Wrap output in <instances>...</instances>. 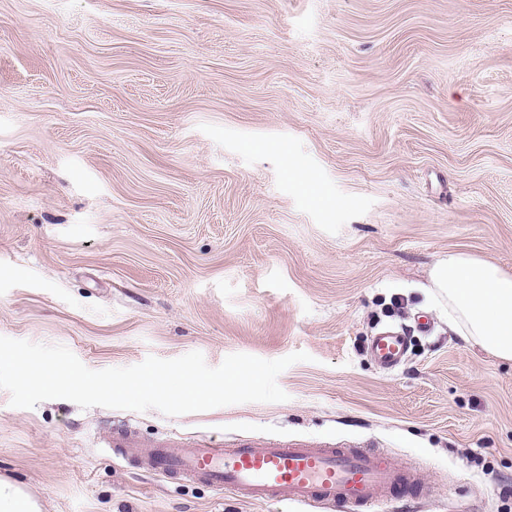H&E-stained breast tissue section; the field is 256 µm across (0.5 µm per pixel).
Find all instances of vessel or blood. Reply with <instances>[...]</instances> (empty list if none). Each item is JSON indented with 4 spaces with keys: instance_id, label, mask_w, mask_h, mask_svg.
I'll list each match as a JSON object with an SVG mask.
<instances>
[{
    "instance_id": "obj_1",
    "label": "vessel or blood",
    "mask_w": 512,
    "mask_h": 512,
    "mask_svg": "<svg viewBox=\"0 0 512 512\" xmlns=\"http://www.w3.org/2000/svg\"><path fill=\"white\" fill-rule=\"evenodd\" d=\"M366 351L380 370L390 372L405 361L409 338L386 326L371 336ZM107 446L119 454L132 450L146 471L201 480L249 502L382 512L397 495L426 499L435 493L415 469L369 447L303 438H266L233 447L207 436L190 445L176 437L144 442L122 428L112 429Z\"/></svg>"
}]
</instances>
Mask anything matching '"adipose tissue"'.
I'll use <instances>...</instances> for the list:
<instances>
[{
  "label": "adipose tissue",
  "instance_id": "adipose-tissue-1",
  "mask_svg": "<svg viewBox=\"0 0 512 512\" xmlns=\"http://www.w3.org/2000/svg\"><path fill=\"white\" fill-rule=\"evenodd\" d=\"M428 289L434 299L447 304L452 331L512 360V274L455 252L434 264Z\"/></svg>",
  "mask_w": 512,
  "mask_h": 512
}]
</instances>
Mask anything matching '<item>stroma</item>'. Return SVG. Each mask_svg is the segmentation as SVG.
<instances>
[{
    "label": "stroma",
    "mask_w": 512,
    "mask_h": 512,
    "mask_svg": "<svg viewBox=\"0 0 512 512\" xmlns=\"http://www.w3.org/2000/svg\"><path fill=\"white\" fill-rule=\"evenodd\" d=\"M451 252L512 274V0H0V335L94 370L310 356L288 401L173 417L0 389L42 512H279L143 471L118 426L369 445L437 484L411 512H512V362L427 294ZM409 343V336L403 330L386 326L370 337L366 351L380 370L390 372L405 361Z\"/></svg>",
    "instance_id": "35a3bbf8"
}]
</instances>
